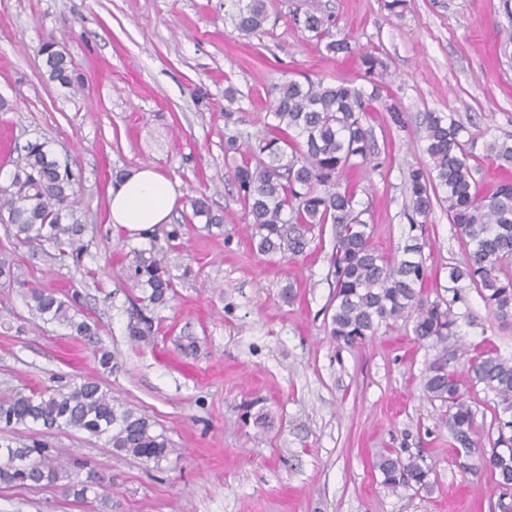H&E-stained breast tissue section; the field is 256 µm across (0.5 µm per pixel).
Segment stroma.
<instances>
[{
  "label": "stroma",
  "mask_w": 512,
  "mask_h": 512,
  "mask_svg": "<svg viewBox=\"0 0 512 512\" xmlns=\"http://www.w3.org/2000/svg\"><path fill=\"white\" fill-rule=\"evenodd\" d=\"M270 0L262 32H233L224 0H0V169L20 164L27 141L49 142L68 162L78 190L88 250L60 265L46 245L13 247L0 228V260L17 278L0 279V393L55 389L87 379L150 416L172 448L154 464L112 454L85 432H52L103 481L96 512H498L502 494L490 472H463L460 454L428 400L423 377L438 347L418 341L412 320L381 327L347 347L329 333L335 306L329 275L333 230L314 232L306 255L258 253L224 157L228 134L264 124L274 83L289 78L367 84L360 55L376 52L390 76L383 96L403 110L367 113L378 154L347 174L369 209L372 242L386 257L421 224L429 298L446 296L448 268L466 240L436 202L427 218L412 210L406 178L428 165L420 122L452 112L500 138H512V29L503 0ZM326 10L355 53L328 52L295 12ZM56 39L72 60L73 85L43 77L38 54ZM239 91L241 121L224 126L226 86ZM152 166L177 194L171 223L181 236L169 251L175 297L148 310L150 342H134L128 322L136 292L127 280L130 248L108 222L116 169ZM209 190L219 225L187 223L190 200ZM58 297L79 290L97 336L32 315L24 285ZM458 333L448 368L474 413L472 463L498 436L496 396L474 384L466 350L490 348L512 360V318L495 317L478 288L463 283ZM112 354L100 370L96 350ZM391 450L430 472V490L384 487L372 462ZM0 512H87L63 484H0Z\"/></svg>",
  "instance_id": "35a3bbf8"
}]
</instances>
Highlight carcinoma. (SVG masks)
Listing matches in <instances>:
<instances>
[{
    "mask_svg": "<svg viewBox=\"0 0 512 512\" xmlns=\"http://www.w3.org/2000/svg\"><path fill=\"white\" fill-rule=\"evenodd\" d=\"M224 15L232 30L249 36L263 29L268 18V0H224ZM304 30L327 40L326 49L350 55L348 37L334 38L332 14L308 11ZM45 76L50 82L72 86V62L58 43L44 42ZM371 91L343 80L326 82L304 77L279 83L266 112L262 134L244 142L231 136L224 154L240 156L233 176L238 195L252 217L251 238L258 252L290 254L306 252L315 229L335 226L330 256V275L336 288V306L330 318V335L337 342L354 347L370 340L383 326L402 318L414 321L420 341L441 346L448 354V337L456 335L458 316L452 304L462 300L457 283L467 280L480 288L487 307L497 317H512V182L505 180L489 196L477 190L470 160L476 150L512 168V139H500L485 132L474 133L459 123L451 112H427L422 123L423 151L429 158L425 168L408 173L407 187L413 212L426 217L434 202L448 204V220L469 245L465 259L451 268L448 279L451 301L430 300L424 294L427 276L426 242L412 236L398 257L387 258L372 243V231L354 192L344 181L345 173L368 161L376 144L363 116L381 103L380 90L388 75L385 62L373 53L361 55ZM24 163L15 168L11 182L0 186V224L17 246L49 242L60 259L81 263L87 251L85 226L77 216V190L72 174L52 155L47 143L35 140L24 146ZM192 216L219 224L212 215L209 199L201 194L190 200ZM180 235V226L155 228L145 233L150 247L130 249L128 267L131 287L140 290L138 300L161 306L172 299L173 283L167 262V248ZM30 309L47 322L69 327L76 335L91 337L96 328L78 318L82 294L74 289L67 299L35 283L26 290ZM129 336L148 342L152 320L142 314L128 324ZM472 380L493 392L501 412H512V362L485 349L468 357ZM424 390L446 405L444 425L463 450L460 467L469 471L473 412L460 392L447 364L433 360L426 368ZM42 430L72 429L105 439L116 454L157 463L170 452L166 436L156 431L155 422L112 397L97 381L48 389H21L0 395V483L37 487L66 482L77 500L93 506L99 497L94 474L80 478L84 464L64 455L58 448L34 439L15 445L6 432L19 426ZM512 420L498 419V438L482 464L491 473L503 495L512 491ZM381 483L391 489L429 487V471L413 459L392 451L381 453L374 463Z\"/></svg>",
    "mask_w": 512,
    "mask_h": 512,
    "instance_id": "obj_1",
    "label": "carcinoma"
}]
</instances>
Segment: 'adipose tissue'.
I'll return each mask as SVG.
<instances>
[{"label":"adipose tissue","instance_id":"1","mask_svg":"<svg viewBox=\"0 0 512 512\" xmlns=\"http://www.w3.org/2000/svg\"><path fill=\"white\" fill-rule=\"evenodd\" d=\"M175 204L171 181L157 169L144 166L112 184L109 222L116 230L137 237L167 223Z\"/></svg>","mask_w":512,"mask_h":512}]
</instances>
